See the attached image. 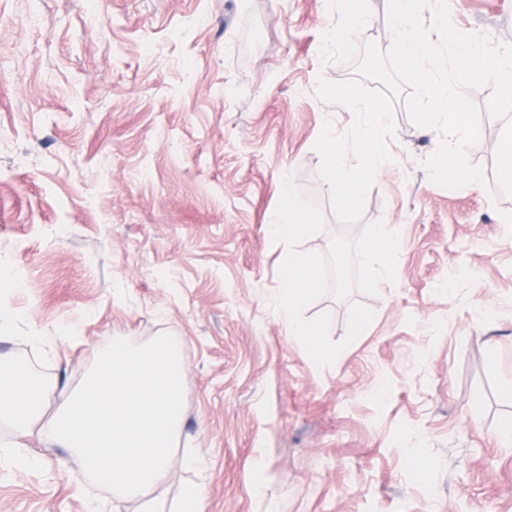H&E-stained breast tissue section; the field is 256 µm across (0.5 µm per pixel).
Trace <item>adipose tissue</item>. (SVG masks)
<instances>
[{"label": "adipose tissue", "instance_id": "1", "mask_svg": "<svg viewBox=\"0 0 512 512\" xmlns=\"http://www.w3.org/2000/svg\"><path fill=\"white\" fill-rule=\"evenodd\" d=\"M355 109L363 118L348 136L326 134L341 205L354 179L343 162L349 143L361 148L364 171L392 163L382 149L388 131L383 108L359 102ZM182 345L179 336L161 337L150 346L115 340L110 349L97 353L84 384L73 390L29 374L38 391L34 400L20 392L16 361L0 357V423L23 435L38 433L83 460L87 472L111 492L108 502L89 501L87 512H122L128 502L136 503V512H204L200 487L185 488L174 506L156 493L182 436ZM49 404L55 411L47 418L43 410Z\"/></svg>", "mask_w": 512, "mask_h": 512}]
</instances>
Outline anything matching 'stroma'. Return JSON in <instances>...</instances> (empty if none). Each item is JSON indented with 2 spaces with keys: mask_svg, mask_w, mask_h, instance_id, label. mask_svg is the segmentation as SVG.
<instances>
[{
  "mask_svg": "<svg viewBox=\"0 0 512 512\" xmlns=\"http://www.w3.org/2000/svg\"><path fill=\"white\" fill-rule=\"evenodd\" d=\"M455 23L512 45V0H454ZM324 0H0V353L71 387L116 339L180 336L181 445L159 487H202L205 512H512V196L495 180L505 127L493 86L468 89L481 187L432 183L444 136L355 65L322 61ZM389 117L395 162L336 203L323 148L361 116ZM293 184L319 206L328 255L380 221L400 245L377 295L326 294L344 342L318 367L272 298L284 247L268 233ZM374 311L345 343L350 303ZM55 337L44 359L29 335ZM417 431L415 452L402 439ZM35 467L0 470V512H86L109 497L79 457L0 424ZM198 456L185 467L183 453Z\"/></svg>",
  "mask_w": 512,
  "mask_h": 512,
  "instance_id": "obj_1",
  "label": "stroma"
}]
</instances>
